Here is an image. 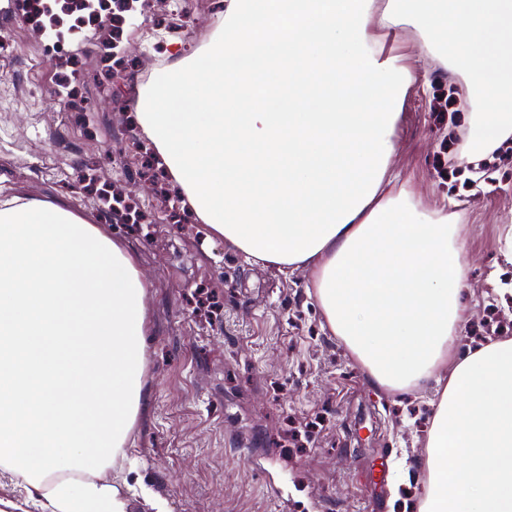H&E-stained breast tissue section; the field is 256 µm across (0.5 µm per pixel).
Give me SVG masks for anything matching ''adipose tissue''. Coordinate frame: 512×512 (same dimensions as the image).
Returning <instances> with one entry per match:
<instances>
[{"mask_svg": "<svg viewBox=\"0 0 512 512\" xmlns=\"http://www.w3.org/2000/svg\"><path fill=\"white\" fill-rule=\"evenodd\" d=\"M226 0L136 120L209 236L310 273L334 336L393 392L439 379L418 512H512V339L453 350L466 321L456 214L389 189L410 31L462 78V151L512 139V0ZM134 255L60 204L0 200V470L43 512H128L103 469L147 403ZM446 378H439L441 368Z\"/></svg>", "mask_w": 512, "mask_h": 512, "instance_id": "obj_1", "label": "adipose tissue"}]
</instances>
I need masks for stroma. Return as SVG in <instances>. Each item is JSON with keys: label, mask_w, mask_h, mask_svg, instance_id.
Instances as JSON below:
<instances>
[{"label": "stroma", "mask_w": 512, "mask_h": 512, "mask_svg": "<svg viewBox=\"0 0 512 512\" xmlns=\"http://www.w3.org/2000/svg\"><path fill=\"white\" fill-rule=\"evenodd\" d=\"M105 54L90 21L63 48L0 0V198L61 202L135 255L146 282L148 409L135 468L170 512H404L423 493V439L436 382L377 387L324 326L306 270L248 262L178 207L135 121L141 89L206 44L224 0H134ZM379 45L418 76L401 106L390 170L424 207L456 213L469 322L457 339L512 337V141L461 158L458 76L429 66L406 32Z\"/></svg>", "instance_id": "obj_1"}]
</instances>
